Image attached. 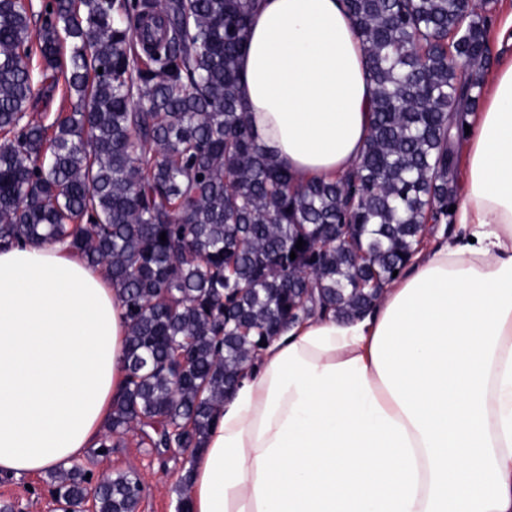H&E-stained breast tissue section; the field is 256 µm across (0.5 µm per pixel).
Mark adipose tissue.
Returning a JSON list of instances; mask_svg holds the SVG:
<instances>
[{"instance_id": "1", "label": "adipose tissue", "mask_w": 512, "mask_h": 512, "mask_svg": "<svg viewBox=\"0 0 512 512\" xmlns=\"http://www.w3.org/2000/svg\"><path fill=\"white\" fill-rule=\"evenodd\" d=\"M463 146L466 237L433 241L363 318L272 339L189 465L190 512H512V14ZM238 94L296 183L336 177L371 130L343 0H253ZM127 324L67 243L0 248V475L69 466L121 393Z\"/></svg>"}]
</instances>
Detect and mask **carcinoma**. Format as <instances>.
Segmentation results:
<instances>
[{
	"label": "carcinoma",
	"mask_w": 512,
	"mask_h": 512,
	"mask_svg": "<svg viewBox=\"0 0 512 512\" xmlns=\"http://www.w3.org/2000/svg\"><path fill=\"white\" fill-rule=\"evenodd\" d=\"M251 2L49 0L34 30L25 0H0V241H66L120 289L126 382L104 454L114 436L194 454L304 289L338 318L361 313L458 195L493 0H346L371 133L349 171L300 186L238 96ZM58 88L70 111L31 115ZM54 478L70 509L136 512L143 492L132 472L93 485L73 463Z\"/></svg>",
	"instance_id": "cac0c4a2"
}]
</instances>
